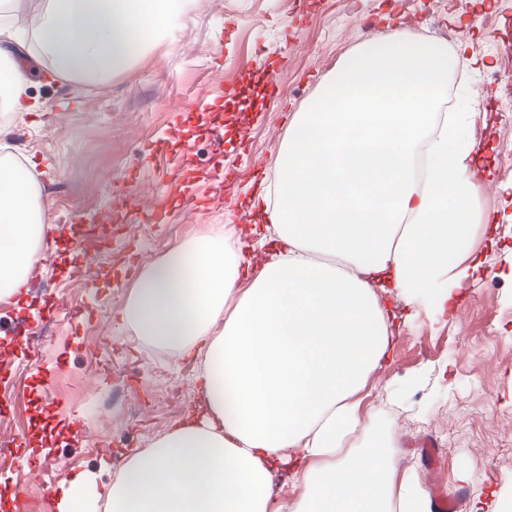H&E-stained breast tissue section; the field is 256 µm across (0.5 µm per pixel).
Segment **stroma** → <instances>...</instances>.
I'll list each match as a JSON object with an SVG mask.
<instances>
[{
    "label": "stroma",
    "instance_id": "stroma-1",
    "mask_svg": "<svg viewBox=\"0 0 512 512\" xmlns=\"http://www.w3.org/2000/svg\"><path fill=\"white\" fill-rule=\"evenodd\" d=\"M390 29L429 41L454 33L482 60L449 73L447 107L472 117L467 133L494 174L473 210L497 222L470 227L481 266L456 313L432 319L430 297L400 327L392 361L371 377L356 442L389 447L428 494L460 493L457 512L512 495V458L499 451L512 442V201L501 191L512 182V115L498 84L512 0H186L168 36L97 82H55L48 61L24 51L0 60L6 71L23 67L42 106L0 114V156L31 163L46 225L96 265L88 275L49 260L0 313V352L10 355L0 393L16 442L0 461V512H11L16 490L36 491L28 473L46 461L62 464L56 490L86 471L111 482L124 456L197 406L184 358L118 320L138 266L212 229L251 227L247 200L259 183L274 185L291 114ZM43 327L53 339L31 351L18 333Z\"/></svg>",
    "mask_w": 512,
    "mask_h": 512
}]
</instances>
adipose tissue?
I'll return each mask as SVG.
<instances>
[{"mask_svg":"<svg viewBox=\"0 0 512 512\" xmlns=\"http://www.w3.org/2000/svg\"><path fill=\"white\" fill-rule=\"evenodd\" d=\"M177 3L41 0L36 52L57 77L96 80L167 33ZM459 59L383 33L292 114L277 186L250 204L273 228L259 270H244L232 227L141 267L120 320L199 358V403L112 483L71 480L56 512H431L419 473L386 448L356 450L354 435L397 321L434 290L436 314L454 310L479 268L464 245L480 157L467 113H440ZM44 230L30 171L1 158L0 301L33 275ZM396 295L403 308L389 306ZM283 467L304 489L290 505L275 502Z\"/></svg>","mask_w":512,"mask_h":512,"instance_id":"adipose-tissue-1","label":"adipose tissue"}]
</instances>
